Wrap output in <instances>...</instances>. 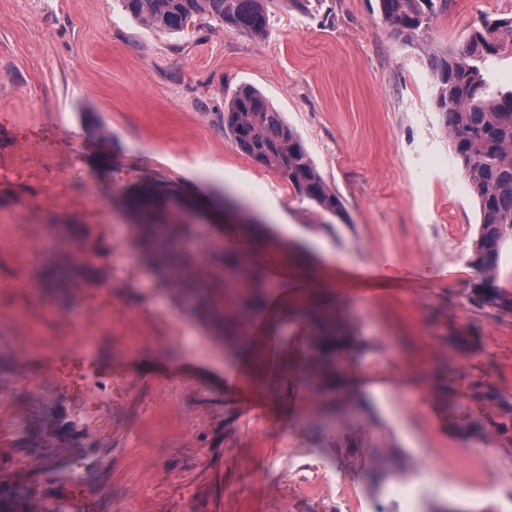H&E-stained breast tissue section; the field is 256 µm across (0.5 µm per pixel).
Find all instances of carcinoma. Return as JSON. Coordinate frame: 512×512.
<instances>
[{
	"label": "carcinoma",
	"instance_id": "obj_1",
	"mask_svg": "<svg viewBox=\"0 0 512 512\" xmlns=\"http://www.w3.org/2000/svg\"><path fill=\"white\" fill-rule=\"evenodd\" d=\"M450 0H376L379 19L404 41L425 44L435 20L448 12ZM273 0H122L135 20L161 32L180 33L206 19L225 28L264 38L270 26ZM512 52V17L484 19L461 49L428 52L442 113L458 167L477 198L478 235L471 266L477 280L470 300L481 308L512 306V296L497 287L501 253L512 244V90H493L484 63L493 55ZM224 132L238 151L255 163L276 168L298 196L334 216L341 203L306 152L295 132L266 98L249 87L239 89L224 105ZM142 223L156 252L168 249L170 229L157 224L144 207ZM264 273L243 259L224 254V288L233 297L234 312L224 316V335L233 350L243 352L242 323L264 304ZM310 355L305 378L323 396L335 401L336 376L344 370L346 352L339 345L348 331L333 309L308 310ZM466 396L479 405L499 409L490 421V434L512 440V402L481 380L470 382ZM365 468L379 486L401 473L395 457L384 448L373 449Z\"/></svg>",
	"mask_w": 512,
	"mask_h": 512
}]
</instances>
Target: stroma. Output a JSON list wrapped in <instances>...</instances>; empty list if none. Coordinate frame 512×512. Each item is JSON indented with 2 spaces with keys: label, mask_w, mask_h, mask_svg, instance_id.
I'll return each instance as SVG.
<instances>
[{
  "label": "stroma",
  "mask_w": 512,
  "mask_h": 512,
  "mask_svg": "<svg viewBox=\"0 0 512 512\" xmlns=\"http://www.w3.org/2000/svg\"><path fill=\"white\" fill-rule=\"evenodd\" d=\"M375 0H275L261 40L210 20L154 31L120 0H0V469L55 501L78 474L96 512H512V444L450 423L442 376L480 379L512 400V310L472 304L480 214L435 102L428 55L398 39ZM512 0H452L433 30L458 48ZM256 88L281 112L342 203L325 213L274 168L240 153L224 105ZM49 156L46 178L6 176L20 147ZM164 183L156 215L178 229L150 251L133 199ZM71 199L58 200L60 187ZM264 225L248 261L283 250L347 274L342 293L289 289L247 323L268 389L228 393L240 358L200 308L196 284L223 289L207 241L231 238L225 198ZM191 229H183L184 218ZM193 281L173 279L175 262ZM397 270L362 292L360 270ZM335 307L353 338L350 374L366 378L374 416L317 429L324 399L305 382L304 310ZM121 366L88 388L106 438L62 428L70 395L48 365L81 329ZM137 351H130V342ZM393 445L429 464L414 506L373 490L354 459ZM54 479H46V470Z\"/></svg>",
  "instance_id": "35a3bbf8"
}]
</instances>
